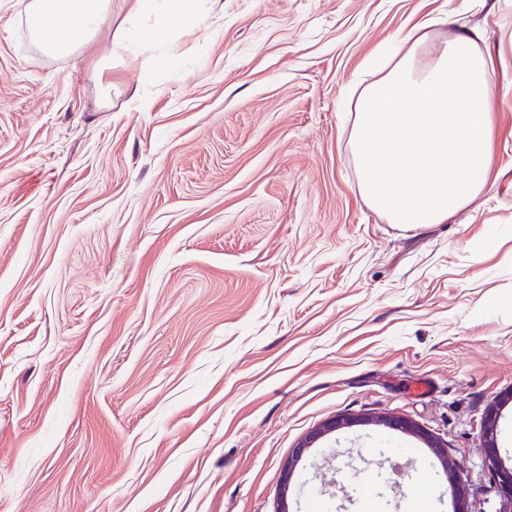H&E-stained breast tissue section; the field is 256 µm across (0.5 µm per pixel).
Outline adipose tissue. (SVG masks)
Returning <instances> with one entry per match:
<instances>
[{"label": "adipose tissue", "mask_w": 512, "mask_h": 512, "mask_svg": "<svg viewBox=\"0 0 512 512\" xmlns=\"http://www.w3.org/2000/svg\"><path fill=\"white\" fill-rule=\"evenodd\" d=\"M144 36L104 32L112 0H28L26 26L48 56L93 51L101 37L131 55L150 48L147 32L200 20L220 0H126ZM439 19L383 42L381 66L359 77L360 93L349 143L359 190L394 224H444L480 197L494 162L497 67L512 52L483 49L480 26H462L449 42L434 43Z\"/></svg>", "instance_id": "ef3b65f1"}]
</instances>
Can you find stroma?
<instances>
[{"label": "stroma", "mask_w": 512, "mask_h": 512, "mask_svg": "<svg viewBox=\"0 0 512 512\" xmlns=\"http://www.w3.org/2000/svg\"><path fill=\"white\" fill-rule=\"evenodd\" d=\"M0 0V512H303L367 459L383 504L500 512L512 464V87L479 209L388 223L357 189L352 81L428 15L497 0H223L112 71L31 44ZM182 52L158 64L167 45ZM401 416L447 446L374 424ZM335 416L367 422L324 436ZM414 449L415 458L405 456ZM499 421L498 410L491 409L485 416L483 424V460L484 466L493 473L501 497H503V511H512V469L502 464L497 454V429ZM359 421L354 419H348L343 417H333L325 421L319 428L308 433L304 438L301 439L293 448L291 455L282 465V492H288V488L294 473L296 462H298L305 452L312 448L315 443L325 435L335 433L338 430L349 428L356 425Z\"/></svg>", "instance_id": "35a3bbf8"}]
</instances>
